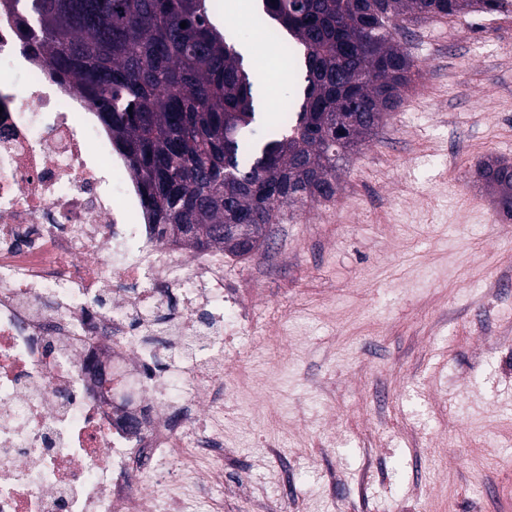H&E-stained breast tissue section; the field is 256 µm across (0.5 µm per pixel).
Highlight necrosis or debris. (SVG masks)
<instances>
[{
    "label": "necrosis or debris",
    "mask_w": 512,
    "mask_h": 512,
    "mask_svg": "<svg viewBox=\"0 0 512 512\" xmlns=\"http://www.w3.org/2000/svg\"><path fill=\"white\" fill-rule=\"evenodd\" d=\"M232 302L223 252L158 240L95 109L1 16L0 512H169L187 446L222 490Z\"/></svg>",
    "instance_id": "4bbe7bcc"
}]
</instances>
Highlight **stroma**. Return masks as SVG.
<instances>
[{
  "mask_svg": "<svg viewBox=\"0 0 512 512\" xmlns=\"http://www.w3.org/2000/svg\"><path fill=\"white\" fill-rule=\"evenodd\" d=\"M402 26L421 75L335 195L224 259V512H512V220L475 175L512 161V11Z\"/></svg>",
  "mask_w": 512,
  "mask_h": 512,
  "instance_id": "obj_1",
  "label": "stroma"
}]
</instances>
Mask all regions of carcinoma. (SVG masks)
<instances>
[{
	"label": "carcinoma",
	"mask_w": 512,
	"mask_h": 512,
	"mask_svg": "<svg viewBox=\"0 0 512 512\" xmlns=\"http://www.w3.org/2000/svg\"><path fill=\"white\" fill-rule=\"evenodd\" d=\"M512 0H263L257 25L300 66L302 88L265 140L257 80L215 25L216 0H26L35 57L90 100L128 163L158 235L195 225L197 249L239 258L226 224L276 223L279 209L336 192V162L396 111L419 69L397 17H448ZM186 23L181 27L180 23ZM359 113L336 136L338 120ZM476 176L512 217V161Z\"/></svg>",
	"instance_id": "obj_1"
}]
</instances>
